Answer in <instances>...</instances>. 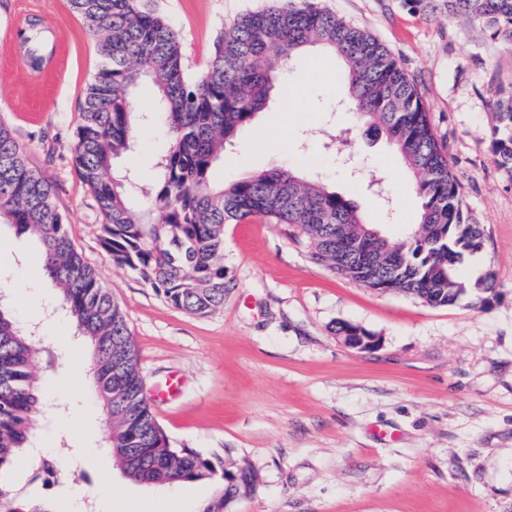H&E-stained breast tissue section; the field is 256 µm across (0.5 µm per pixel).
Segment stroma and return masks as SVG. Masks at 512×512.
I'll list each match as a JSON object with an SVG mask.
<instances>
[{
	"instance_id": "obj_1",
	"label": "stroma",
	"mask_w": 512,
	"mask_h": 512,
	"mask_svg": "<svg viewBox=\"0 0 512 512\" xmlns=\"http://www.w3.org/2000/svg\"><path fill=\"white\" fill-rule=\"evenodd\" d=\"M274 0H157L181 37L191 71L210 60L224 27ZM379 40L398 59L429 110L464 201L485 237L467 258L466 279L497 278L489 308L470 298L433 307L398 291L379 292L312 259L287 225L248 218L224 227V306L199 317L173 308L101 246L102 217L70 154L87 87L101 65L96 40L67 0H0V121L30 165L52 184L76 247L126 314L151 409L171 447L218 453L225 468L250 467L253 493L231 512H512V178L496 165L492 103L512 91V49L478 22L449 20L406 0H320ZM49 35L40 71L21 35L31 17ZM277 93L285 110L259 114L211 174L232 184L278 164L319 179L358 203L394 240L415 223L416 195L402 194L405 168L385 138L356 135L355 172L335 150L312 144L314 130L353 126L334 110L343 97L338 60L302 55ZM168 147L153 119L137 132L120 167L149 179ZM384 178L388 199L370 193ZM39 288L28 305L36 323L57 297L37 246L0 227V280ZM348 322L380 339L372 352L347 347L334 328ZM38 353L35 372L49 414L35 430L56 474L14 467L11 486L65 512L74 486L85 500L109 493L112 512H149L156 491L102 468L106 428L93 390L71 383L90 358Z\"/></svg>"
}]
</instances>
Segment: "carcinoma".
I'll return each instance as SVG.
<instances>
[{"label":"carcinoma","instance_id":"carcinoma-1","mask_svg":"<svg viewBox=\"0 0 512 512\" xmlns=\"http://www.w3.org/2000/svg\"><path fill=\"white\" fill-rule=\"evenodd\" d=\"M96 38L102 67L89 84L73 143L75 168L102 217L101 245L112 262L134 271L173 307L208 316L224 306L230 279L224 269V225L249 217L286 224L305 237L311 257L332 272L365 286L390 288L429 306L471 296L480 308L496 296L489 270L470 284L459 275L464 256L482 251L475 224L431 124L426 102L400 63L366 31L318 6L316 0H276L246 12L218 36L213 57L191 74L179 34L162 18L155 0H67ZM445 17L482 23L512 47V0H442ZM40 22L30 21L28 61L44 60ZM309 47L336 54L347 70L345 96L357 131L383 136L412 175L420 200L417 235L379 247L396 256L371 269L336 257L335 225L356 236L373 229L360 206L278 165L229 186L211 180L255 116L268 109L271 91L289 61ZM152 94L167 127L169 148L155 162L154 181L143 184L116 162L135 148V131L148 120L130 97ZM490 152L512 177V95L493 102ZM148 198L140 210L133 196ZM38 243L44 269L59 292V305L74 333L91 346V386L105 415L110 458L132 482L173 485L214 480L218 500L203 512H219L224 499L250 493L224 480L223 460L192 448H173L143 393L126 316L96 270L77 250L55 203L51 183L28 162L11 129L0 122V224ZM38 342L0 300V475L32 457V438L45 412L34 371ZM0 512H55L0 483Z\"/></svg>","mask_w":512,"mask_h":512}]
</instances>
